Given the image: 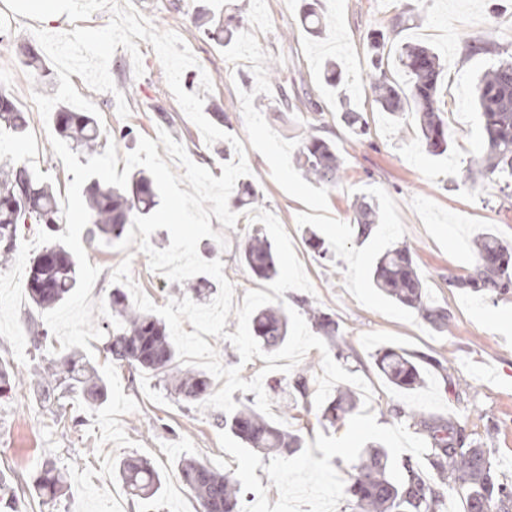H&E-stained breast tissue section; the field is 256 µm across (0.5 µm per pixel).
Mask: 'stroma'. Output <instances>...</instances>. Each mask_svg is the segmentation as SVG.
<instances>
[{
  "mask_svg": "<svg viewBox=\"0 0 512 512\" xmlns=\"http://www.w3.org/2000/svg\"><path fill=\"white\" fill-rule=\"evenodd\" d=\"M133 6L161 31L180 35L198 64L181 78L185 91L197 93L204 111L221 106L230 119L229 132L246 150L249 179L260 186L262 209L272 212L290 235L298 259L314 287L310 301L332 314L354 358L346 371H357L373 388L371 412L378 424L393 425L383 415L389 403H398L436 417H454L475 438L486 424L497 426L488 441L505 480L512 482V323L489 325L484 313L512 308V293L491 296L452 288L449 278H466L475 271L474 241L494 233L512 244V201L501 181L484 182L471 190L464 173L482 141V122L472 91L479 76L499 61L512 58V0H320L327 27L312 36L301 26L303 0H132ZM215 15L245 17L241 35L230 45L195 34L191 20L200 9ZM406 22L390 34L395 14ZM51 33L73 30L67 17L45 26L41 21L15 16L9 28H0V89L6 90L24 113L23 134L0 130V163L27 165L50 182L58 201H65L72 180L51 146L49 132L32 95H55L59 82L49 77L38 85L22 64L19 48L36 44L35 29ZM387 36L385 55H394L405 43L434 49L446 68L440 100L448 122L447 153L434 156L424 150L414 119L398 124L383 112L368 87L370 68L367 37ZM475 37L491 50L467 53L463 40ZM144 73L135 76L132 59L117 49L109 63L115 92L91 89L78 75L70 80L81 96L97 108L102 144H115L118 156L138 145L140 137L156 138L165 129L180 142L190 159L221 177L223 141L206 144L198 127L184 114L170 91L162 64L152 45L139 41ZM343 64L345 83L333 86L323 76L326 59ZM213 89L203 91L202 75ZM124 95L128 118L116 112L117 95ZM290 107H282V95ZM363 115L366 135H356L344 122L343 111ZM333 142L344 159V172L335 186L305 180L293 156L305 131ZM378 199L382 220L365 241H357L353 204L356 196ZM249 207L238 208L235 227L212 220L213 230L227 241L217 257L234 288V307H242L250 290H265L239 259L243 244L256 230ZM313 228L329 246L330 259H320L307 244L304 231ZM412 247L414 267L431 302L450 308L451 330H439L413 311L403 308L373 287L376 258L396 242ZM90 264L100 268L90 297L109 302L114 284L111 273L119 260L130 259L131 276L159 306L175 299L173 282L153 272L148 257L137 246L120 250L115 244L82 234ZM238 320L228 316L226 337H208L224 366L240 367L241 377L262 376L271 411L290 429L300 430L305 443L317 434L339 436L345 425H330L314 404L286 412V390L295 374L308 375V390L316 392L322 373V355L311 349L288 373L265 372L264 360L241 363L229 342ZM89 362L107 380L103 402L81 399L66 403V416L56 419L32 383L36 369L62 358L61 344L49 337L45 347L25 346L17 360L7 339L0 337V360L10 363L17 385L0 399V471L20 491L39 465L52 460L69 473V483L55 499L24 500L25 512H109L120 499L124 512H196L192 492L182 482L178 463L197 458L226 475L239 464L221 449L218 435L222 410L187 404L169 394L159 380L138 369L105 357L101 341H91ZM392 347L442 360V367L425 366L426 383L416 390L389 384L374 364L377 350ZM149 460L162 475V486L149 500L126 496L112 476L113 463L127 455Z\"/></svg>",
  "mask_w": 512,
  "mask_h": 512,
  "instance_id": "35a3bbf8",
  "label": "stroma"
}]
</instances>
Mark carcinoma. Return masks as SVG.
I'll return each instance as SVG.
<instances>
[{"mask_svg": "<svg viewBox=\"0 0 512 512\" xmlns=\"http://www.w3.org/2000/svg\"><path fill=\"white\" fill-rule=\"evenodd\" d=\"M198 27L219 41L231 42L241 28L217 23L213 29L205 22L214 21L200 13ZM302 24L310 34L322 28V18L313 0L305 4ZM386 38L381 33L370 35L372 70L367 74L369 88L381 108L396 119L407 112L416 114L419 134L425 150L435 156L448 149V125L440 106V88L445 66L428 46L404 44L396 60L406 74L401 86L392 81L383 68ZM22 63L37 76L45 73L40 54L23 46ZM476 104L483 119L484 137L475 169H467L470 188L480 187L484 180L507 178L505 188L512 187V61H501L487 69L476 87ZM59 135L70 144L92 156L97 153L101 131L89 112H72L60 107L55 113ZM0 125L16 133L24 132L25 118L17 105L0 92ZM296 160L304 176L313 182L333 186L340 179L344 163L333 144L308 132L297 148ZM153 180L142 170L131 173L126 188L94 180L87 189L86 206L90 233L106 241L122 238L125 226L135 217L151 214L156 206ZM58 201L52 187L37 179L24 164L0 167V263L5 264L17 248L21 226L40 224L54 232L58 224ZM379 206L371 196L362 195L355 203L357 236L367 238L378 223ZM479 257L476 276L448 279V285L471 288L487 294L512 290V249L498 237L486 233L475 241ZM242 260L259 279L273 281L278 267L271 245L257 236L249 238L242 250ZM373 284L393 301L417 311L422 320L438 329L448 328L451 315L443 307L427 303L423 282L413 265L410 246L401 244L387 249L376 261ZM77 265L60 244L42 250L33 262L28 279L29 295L36 308L49 309L63 301L76 288ZM294 304L308 315L315 328L332 342L334 355L347 359L350 347L339 335V324L307 300ZM112 318L120 326L107 330L109 339L103 347L106 357L127 363L172 384L174 393L191 401L204 400L210 380L203 373L184 370L176 365V350L164 321L136 309L120 288L112 291ZM290 318L280 306L258 308L252 316L255 339L266 349L280 347L288 337ZM439 363L425 356L415 358L395 349H380L375 354L379 372L392 385L413 390L424 382L420 362ZM35 385L48 403L68 394H81L95 403L106 396L104 378L94 368L74 357L52 361L36 374ZM359 411V396L352 388L337 394L327 403L322 417L334 425ZM390 416L411 422L429 438L425 457L435 479L423 476L419 461L402 460L404 480L396 482L389 473L390 452L381 445L362 449L356 461L346 465L344 497L351 512H443L446 496L453 491L467 506V512H512V483L500 480L497 464L489 449L464 434L454 420L426 417L423 413L394 405ZM224 428L250 447L265 454H293L302 447V437L270 420L262 413L242 404L224 414ZM117 479L131 497L148 499L161 485L160 473L145 459L127 456L114 465ZM183 482L194 493L197 512H239L241 484L202 461L184 458L179 462ZM68 483L66 472L54 462H44L29 487L30 494L50 498L63 491Z\"/></svg>", "mask_w": 512, "mask_h": 512, "instance_id": "1", "label": "carcinoma"}]
</instances>
